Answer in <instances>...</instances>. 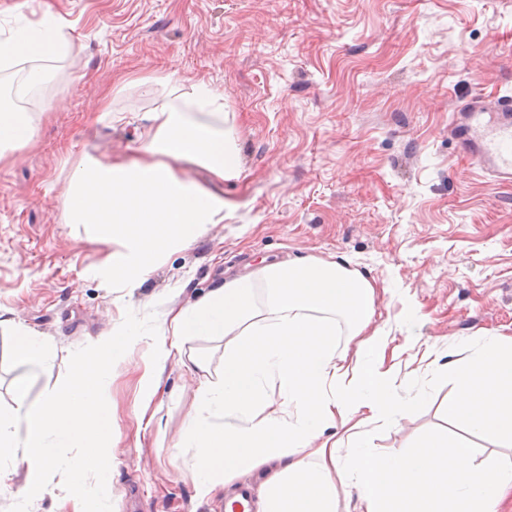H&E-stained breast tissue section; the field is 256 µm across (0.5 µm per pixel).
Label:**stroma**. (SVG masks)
<instances>
[{"label":"stroma","instance_id":"obj_1","mask_svg":"<svg viewBox=\"0 0 512 512\" xmlns=\"http://www.w3.org/2000/svg\"><path fill=\"white\" fill-rule=\"evenodd\" d=\"M51 11L64 55L40 60L28 100L33 139L0 159V314L50 343L27 393L61 383L71 353L112 334L126 311L187 306L262 262L336 257L377 289L373 327L400 352L395 390L422 407L370 425L375 452L448 431L476 458L512 463V447L451 414L459 355L512 336V186L496 184L449 131L458 104L512 96V0H0V39ZM177 72L224 93L239 176L226 179L223 223L112 285L118 243L67 221L65 191L87 159L132 158L154 130L149 77ZM106 100L111 109L92 111ZM151 338L105 383L113 417V512H224L200 500L196 451L182 445L198 412L190 362L224 370V341L192 336L168 362L151 424L138 420Z\"/></svg>","mask_w":512,"mask_h":512}]
</instances>
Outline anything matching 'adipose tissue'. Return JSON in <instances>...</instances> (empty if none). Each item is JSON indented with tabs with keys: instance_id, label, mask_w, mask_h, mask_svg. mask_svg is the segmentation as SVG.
Wrapping results in <instances>:
<instances>
[{
	"instance_id": "ef3b65f1",
	"label": "adipose tissue",
	"mask_w": 512,
	"mask_h": 512,
	"mask_svg": "<svg viewBox=\"0 0 512 512\" xmlns=\"http://www.w3.org/2000/svg\"><path fill=\"white\" fill-rule=\"evenodd\" d=\"M60 18L0 39V69L63 54ZM164 95L147 118L153 138L134 160L85 161L70 184L68 221L89 224L115 242L112 285L124 287L163 257L224 221L217 187L240 172L224 95L204 83L185 87L176 73L156 77ZM26 113L0 101V157L26 145ZM204 169L209 184L182 177ZM376 288L358 270L311 256L259 267L189 307L171 309L157 359L142 378L151 404L169 359L190 336L224 340V372L202 381V411L184 433L197 451L192 481L200 495L232 491L241 472L258 473L259 512H339V490L356 491L359 512H499L512 494V465L445 434L407 451L371 452L366 428L411 414L385 366L387 337L373 327ZM348 327L337 349L339 324ZM452 410L467 428L512 443V337L489 340L477 358L450 362ZM223 423H215L212 413Z\"/></svg>"
}]
</instances>
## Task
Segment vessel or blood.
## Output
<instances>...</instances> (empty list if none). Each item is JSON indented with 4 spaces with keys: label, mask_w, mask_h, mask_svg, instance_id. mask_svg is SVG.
Returning <instances> with one entry per match:
<instances>
[{
    "label": "vessel or blood",
    "mask_w": 512,
    "mask_h": 512,
    "mask_svg": "<svg viewBox=\"0 0 512 512\" xmlns=\"http://www.w3.org/2000/svg\"><path fill=\"white\" fill-rule=\"evenodd\" d=\"M454 128L462 148L480 170L501 185H512V97L473 95L457 109Z\"/></svg>",
    "instance_id": "b4317fda"
}]
</instances>
